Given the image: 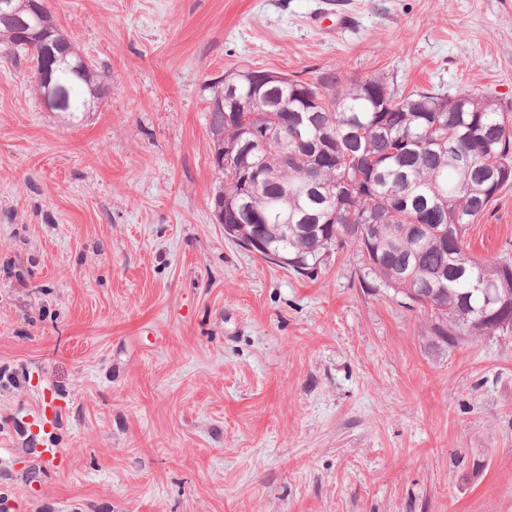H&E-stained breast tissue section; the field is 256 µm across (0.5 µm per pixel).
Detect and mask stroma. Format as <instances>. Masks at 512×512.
<instances>
[{
  "mask_svg": "<svg viewBox=\"0 0 512 512\" xmlns=\"http://www.w3.org/2000/svg\"><path fill=\"white\" fill-rule=\"evenodd\" d=\"M102 87L0 54L7 512H512V334L454 346L350 245L314 277L214 220L207 85L327 72L512 105V0H45ZM512 259V188L468 229ZM44 418L68 466L18 421ZM31 51L38 55L37 60L32 62V75L37 79L42 78L45 85V92L43 93L44 88L41 82L31 76L30 82L33 92L38 98H41L43 93L42 101L49 110L66 105L72 92L70 104L65 108L53 111L61 112L68 120H74L79 112L88 105L86 93L88 92L94 98L101 92L99 86H92L90 77L92 66L86 64L81 67L83 63H87V59L81 55L74 63H71L66 61L64 57L58 58L53 56L49 58L48 56L41 55L35 47H32ZM77 69L79 70L76 73L69 72ZM54 70H65L55 72V77L57 76L67 81L71 88L66 83L52 82L50 78L47 79V74Z\"/></svg>",
  "mask_w": 512,
  "mask_h": 512,
  "instance_id": "35a3bbf8",
  "label": "stroma"
}]
</instances>
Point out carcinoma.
I'll return each instance as SVG.
<instances>
[{
  "label": "carcinoma",
  "mask_w": 512,
  "mask_h": 512,
  "mask_svg": "<svg viewBox=\"0 0 512 512\" xmlns=\"http://www.w3.org/2000/svg\"><path fill=\"white\" fill-rule=\"evenodd\" d=\"M21 28L0 18V48L72 53L42 0H12ZM92 66L55 76L71 86L60 109L75 119L88 105ZM284 79L258 86L251 69L207 86L211 156L236 155L248 136L265 141L254 162L268 175L247 189L234 165L212 197L235 211L238 243L261 234L300 275H315L336 245L350 243L368 274L430 312L443 342L512 331V263L468 252L465 232L512 185V112L489 96L405 92L374 78L344 80L335 72L310 87ZM318 230L309 232V225ZM369 224L374 233L361 236ZM481 287H475V284ZM494 301L484 302L481 288Z\"/></svg>",
  "instance_id": "carcinoma-1"
}]
</instances>
